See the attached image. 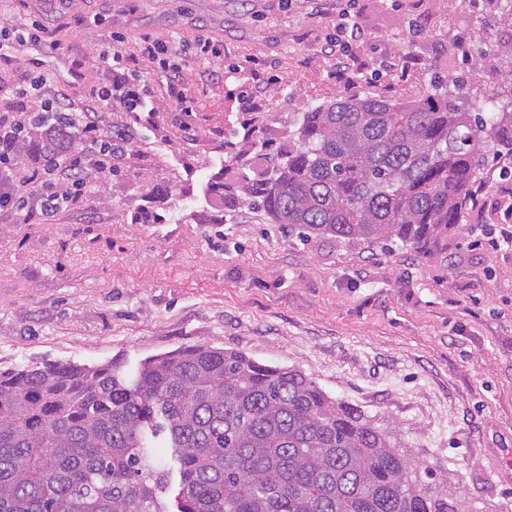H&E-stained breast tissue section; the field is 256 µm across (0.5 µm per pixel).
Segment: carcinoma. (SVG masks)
<instances>
[{
	"instance_id": "1",
	"label": "carcinoma",
	"mask_w": 512,
	"mask_h": 512,
	"mask_svg": "<svg viewBox=\"0 0 512 512\" xmlns=\"http://www.w3.org/2000/svg\"><path fill=\"white\" fill-rule=\"evenodd\" d=\"M511 88L485 111L448 75L419 98L352 96L294 120L241 203L310 242L427 251L463 226L473 184L512 160ZM59 112L19 135L24 163L71 140ZM172 449L179 469L161 464ZM0 512H472L394 427L303 372L188 346L139 361L0 372Z\"/></svg>"
}]
</instances>
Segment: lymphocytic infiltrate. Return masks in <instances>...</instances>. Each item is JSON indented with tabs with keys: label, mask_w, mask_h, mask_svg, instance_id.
Wrapping results in <instances>:
<instances>
[{
	"label": "lymphocytic infiltrate",
	"mask_w": 512,
	"mask_h": 512,
	"mask_svg": "<svg viewBox=\"0 0 512 512\" xmlns=\"http://www.w3.org/2000/svg\"><path fill=\"white\" fill-rule=\"evenodd\" d=\"M111 57L107 49L98 54V67L105 71L106 77L100 81L93 99L79 107L64 96L55 100L70 126L89 142L90 148L84 154H61L32 169L24 166L14 148L19 130L35 114V102L52 93L54 87L42 76L13 87L12 95L19 107L12 115L0 118V212L31 206L49 219L62 208L77 206L84 194L96 193L111 180L112 156L127 146L134 133L129 127L119 130L104 127L100 110L115 105L133 113L152 95L148 84L135 82L130 68L113 67ZM34 180L42 183L44 192L32 201L22 196L20 189Z\"/></svg>",
	"instance_id": "obj_1"
}]
</instances>
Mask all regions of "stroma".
Wrapping results in <instances>:
<instances>
[{
	"label": "stroma",
	"mask_w": 512,
	"mask_h": 512,
	"mask_svg": "<svg viewBox=\"0 0 512 512\" xmlns=\"http://www.w3.org/2000/svg\"><path fill=\"white\" fill-rule=\"evenodd\" d=\"M369 38L323 50L342 13ZM41 24L66 40L95 93L99 30L137 61L161 113L140 127L87 211L52 223L0 214V372L70 362L137 363L214 346L313 376L336 400L398 423L408 453L447 471L474 512H512V248H471L512 222V177L491 166L463 231L427 253L321 239L302 243L209 191L237 185L260 129L286 143L298 112L350 96L405 100L435 76L465 79L472 112L506 89L491 68L512 20L470 0H0V24ZM166 44L192 92V135L142 54ZM222 44L223 80H205L198 40Z\"/></svg>",
	"instance_id": "35a3bbf8"
}]
</instances>
